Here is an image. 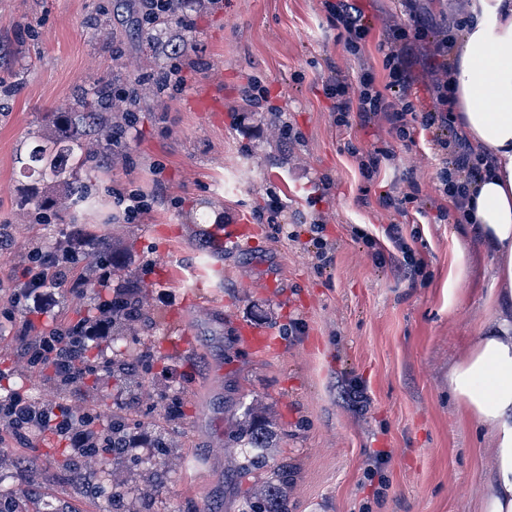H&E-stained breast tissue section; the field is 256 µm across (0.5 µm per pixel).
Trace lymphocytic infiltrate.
Returning <instances> with one entry per match:
<instances>
[{"mask_svg": "<svg viewBox=\"0 0 512 512\" xmlns=\"http://www.w3.org/2000/svg\"><path fill=\"white\" fill-rule=\"evenodd\" d=\"M411 21L386 23L378 42L383 56V76L363 60L372 20L352 0H323V7L341 29L339 41L348 55L359 59L356 76L333 72L325 81L333 99L337 127L383 126L403 143H415L419 134L430 136L432 158L437 167L436 194L423 197L416 181L390 183L379 194L381 207L399 214L415 211L420 216L435 212L437 221L462 223L471 189L485 171V157L475 151L458 132L453 120L457 98L449 88V76L458 52V39L467 22L458 17L452 25L429 23L420 0H401ZM428 91L432 105L417 111L413 98L417 86ZM79 290L81 279L69 278L59 267L45 269L29 264L23 269L7 300L30 315H52L55 290L61 286ZM110 324L89 319L79 324L78 335H70L65 322L53 319L50 326L19 338V353L30 369L56 385L71 387L110 376L108 365L91 360L89 351L107 338ZM51 434L66 442L74 453L101 446L111 448L112 433L99 427L92 412L76 416L63 405L47 409L25 394L14 392L0 399V452L29 447L33 438Z\"/></svg>", "mask_w": 512, "mask_h": 512, "instance_id": "obj_1", "label": "lymphocytic infiltrate"}]
</instances>
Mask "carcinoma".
<instances>
[{
  "instance_id": "carcinoma-1",
  "label": "carcinoma",
  "mask_w": 512,
  "mask_h": 512,
  "mask_svg": "<svg viewBox=\"0 0 512 512\" xmlns=\"http://www.w3.org/2000/svg\"><path fill=\"white\" fill-rule=\"evenodd\" d=\"M145 99L141 84H136L127 96L117 101L112 100L110 88L96 85L78 99L77 107L70 112H55L50 120L49 132L29 152L28 160L40 170L44 178L53 183L52 190H60L70 200L84 201L87 198V186L73 179L74 172L84 168L95 160L97 151L89 150L83 142L85 127H93L101 132L104 140L112 136V113H128L131 108ZM72 240H81L88 246L84 256L101 262L103 269L115 268V252L110 244L94 238L83 231L81 226L72 225V230L65 237V242L52 250L53 254L63 251ZM142 290L136 285L116 292L109 297V302L100 303L94 298L87 317L101 316L100 309L108 310L112 319V372L124 373L131 359L136 356L135 349L127 342L131 324L142 318ZM126 422L119 414L112 415V441L127 454L132 446L123 444ZM270 422L256 406L248 407L236 420L229 448L234 472L240 481L264 477L263 485L250 487L245 492L241 512H288L286 488L288 486V467L267 471L266 458L274 445ZM150 448L147 457L140 463L149 469L154 466L156 458L164 454L169 444L158 439L146 444Z\"/></svg>"
}]
</instances>
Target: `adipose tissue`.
Segmentation results:
<instances>
[{
  "mask_svg": "<svg viewBox=\"0 0 512 512\" xmlns=\"http://www.w3.org/2000/svg\"><path fill=\"white\" fill-rule=\"evenodd\" d=\"M449 85L454 118L490 154L470 201L469 226L494 258L490 320L448 372L461 410L493 441L481 512H512V0H471Z\"/></svg>",
  "mask_w": 512,
  "mask_h": 512,
  "instance_id": "ef3b65f1",
  "label": "adipose tissue"
}]
</instances>
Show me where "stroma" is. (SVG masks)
<instances>
[{
	"label": "stroma",
	"mask_w": 512,
	"mask_h": 512,
	"mask_svg": "<svg viewBox=\"0 0 512 512\" xmlns=\"http://www.w3.org/2000/svg\"><path fill=\"white\" fill-rule=\"evenodd\" d=\"M138 4L0 0V385L25 376L24 394L40 405L92 408L106 423L118 413L131 432L170 444L150 474L129 457L60 465L46 452L51 435L34 450L0 453L18 512H239L240 485L220 449L251 405L274 425L271 464L293 474L289 512H480L492 440L462 417L448 370L489 317L493 261L467 225L417 226L383 210L378 182L348 154L392 144L387 179H415L431 196L425 140L336 127L323 85L333 69L350 74L357 64L321 0H186L179 22L152 30ZM178 45V83L121 122L108 165L79 171L88 202L45 218L24 204L45 185L26 161L52 112L98 83L116 95L136 81L153 86ZM252 77L267 98L248 105ZM217 85L223 112L195 110L193 99ZM132 192L147 204L134 220L121 203ZM275 200L282 212L270 224ZM392 222L419 229L411 246L426 253V275L378 264L352 235L357 227L380 239ZM75 223L117 251L109 288H144L130 339L149 353L130 374L64 390L21 371L27 318L2 291L29 249H52ZM242 223L247 239L229 242ZM319 236L330 264L317 257ZM216 264L218 284L205 279ZM243 324L271 330L285 350L249 352ZM116 483L131 497L113 502Z\"/></svg>",
	"instance_id": "stroma-1"
}]
</instances>
